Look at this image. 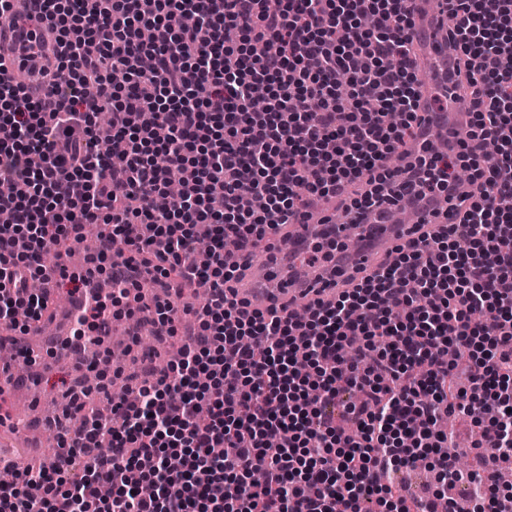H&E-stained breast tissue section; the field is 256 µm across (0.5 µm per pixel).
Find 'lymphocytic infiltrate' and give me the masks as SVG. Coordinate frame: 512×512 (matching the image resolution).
<instances>
[{
    "instance_id": "f902f5d3",
    "label": "lymphocytic infiltrate",
    "mask_w": 512,
    "mask_h": 512,
    "mask_svg": "<svg viewBox=\"0 0 512 512\" xmlns=\"http://www.w3.org/2000/svg\"><path fill=\"white\" fill-rule=\"evenodd\" d=\"M38 2L34 21L57 45L44 98L0 68V182L13 187L0 196V327L24 336L46 317L47 294L29 289L38 279L72 285L77 346L111 358L106 328L151 308L158 341L177 336L181 348L136 385V404L101 381L108 404L90 416V393L74 394L69 411L86 421L61 423L55 461L16 469L0 507L457 512L448 489L465 473L447 466L443 415L481 422L483 471L512 459V0H446L450 40L478 69L466 136L444 147L416 121L412 0ZM259 85L268 99L257 110ZM109 139L123 151L104 152ZM464 167L478 193L461 222L400 248L334 303L299 318L227 295L245 275L235 252L311 219L313 201L434 215L440 199L456 201ZM130 224L139 233L114 256ZM79 245L80 273L29 260ZM200 280L211 296L181 329L185 290ZM450 348L471 366L468 386L440 357ZM421 458L435 488L410 502L392 475Z\"/></svg>"
}]
</instances>
